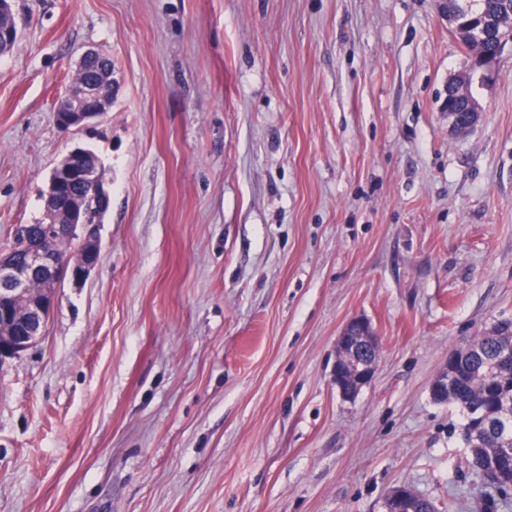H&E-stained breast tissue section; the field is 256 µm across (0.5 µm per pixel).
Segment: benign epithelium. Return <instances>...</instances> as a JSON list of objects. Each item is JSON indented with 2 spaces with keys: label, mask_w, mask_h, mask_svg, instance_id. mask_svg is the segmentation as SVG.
Instances as JSON below:
<instances>
[{
  "label": "benign epithelium",
  "mask_w": 512,
  "mask_h": 512,
  "mask_svg": "<svg viewBox=\"0 0 512 512\" xmlns=\"http://www.w3.org/2000/svg\"><path fill=\"white\" fill-rule=\"evenodd\" d=\"M104 112L103 107L88 105V88L79 82L68 84L55 106L56 123L64 134L87 125ZM69 177L81 180L90 190L95 215L110 206V192L105 187L99 158L89 149L72 150L66 156V163L51 173L43 235L52 238L64 234L77 239L85 247L86 255L74 260L26 233L19 237L20 251L11 248L0 254V367L19 358L43 338L62 275L67 272L71 280L78 283L97 265L100 248L97 222L92 220V215H86L76 224L61 226L51 207L59 185ZM16 254L23 256V260H15ZM377 339L375 328L366 318H354L341 328L336 337V360L331 378L342 398L354 397L373 378L380 352H365L364 343ZM469 347L466 343L448 354L445 368L431 385L435 400H446L448 392L458 388V364ZM511 456L512 448L507 447L500 449L499 457L492 461H477L480 475L494 485L512 486V471L504 466ZM390 495L386 512H415L414 503L419 498L416 492L399 486L391 489Z\"/></svg>",
  "instance_id": "benign-epithelium-1"
}]
</instances>
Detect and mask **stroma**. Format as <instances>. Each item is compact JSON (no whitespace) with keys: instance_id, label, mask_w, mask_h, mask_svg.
<instances>
[{"instance_id":"obj_1","label":"stroma","mask_w":512,"mask_h":512,"mask_svg":"<svg viewBox=\"0 0 512 512\" xmlns=\"http://www.w3.org/2000/svg\"><path fill=\"white\" fill-rule=\"evenodd\" d=\"M0 249L93 150L100 259L0 368V512H485L431 384L512 319V47L486 69L441 0H11ZM105 115L62 135L86 50ZM481 112L454 133L448 82ZM381 338L350 401L351 318ZM94 54L89 52L84 58ZM73 80H83L91 85L95 97L91 99L90 105L97 106L101 98L108 96L112 91V62L95 54L82 63ZM379 338L366 318L351 319L341 328L336 337V360L331 378L342 398L354 397L373 378L380 350L365 354L364 343H374ZM392 502L387 503V512H415L414 503L419 498L412 489L403 486L395 487L389 491Z\"/></svg>"}]
</instances>
